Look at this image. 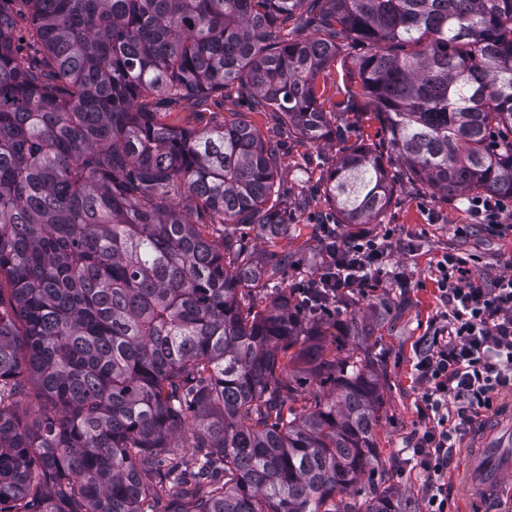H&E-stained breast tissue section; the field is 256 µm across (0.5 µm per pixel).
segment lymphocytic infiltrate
Returning <instances> with one entry per match:
<instances>
[{
  "label": "lymphocytic infiltrate",
  "instance_id": "f902f5d3",
  "mask_svg": "<svg viewBox=\"0 0 512 512\" xmlns=\"http://www.w3.org/2000/svg\"><path fill=\"white\" fill-rule=\"evenodd\" d=\"M353 271L328 282V299L369 287L383 270L388 244L360 235L352 244ZM443 323L416 364L431 424L412 454L427 477L428 512H448V486L442 477L457 443L476 416L491 410L495 396L512 393V276L489 288L473 286L465 257L448 252L436 264Z\"/></svg>",
  "mask_w": 512,
  "mask_h": 512
}]
</instances>
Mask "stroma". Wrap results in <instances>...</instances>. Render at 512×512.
<instances>
[{"mask_svg": "<svg viewBox=\"0 0 512 512\" xmlns=\"http://www.w3.org/2000/svg\"><path fill=\"white\" fill-rule=\"evenodd\" d=\"M279 140L282 187L294 199L301 191L297 163L311 158L313 176L321 178L334 165L338 148L331 140L315 145L300 143L284 131ZM331 223L339 236L351 238L365 231L388 238L390 243L385 272L374 287L340 305L344 315L356 316L365 326L364 335L347 340V349L373 347L384 382V417L376 433V480L362 483L360 489L365 494L373 488L398 490L423 512L426 478L415 465L411 447L429 419L414 363L439 324L442 305L434 264L442 253L457 252L468 259L473 283L490 287L496 278L512 276V232L489 233L475 224L467 203L446 201L405 184L381 223L365 226L336 224L330 203L314 195L306 210L292 212L290 231L281 234L276 243L291 254L300 269L312 270L317 263L321 227ZM462 224L471 227L463 237L456 233Z\"/></svg>", "mask_w": 512, "mask_h": 512, "instance_id": "35a3bbf8", "label": "stroma"}]
</instances>
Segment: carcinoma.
<instances>
[{"label": "carcinoma", "mask_w": 512, "mask_h": 512, "mask_svg": "<svg viewBox=\"0 0 512 512\" xmlns=\"http://www.w3.org/2000/svg\"><path fill=\"white\" fill-rule=\"evenodd\" d=\"M229 86L336 137L339 224L404 182L512 199V0H0V512H413L349 501L378 358L282 287L278 130L203 123ZM360 98L381 149L348 144ZM349 65L344 56H337L336 63L331 65L327 80H325L324 98L327 100L324 107L329 111V102H336L346 98L347 90L351 87L349 79Z\"/></svg>", "instance_id": "cac0c4a2"}]
</instances>
